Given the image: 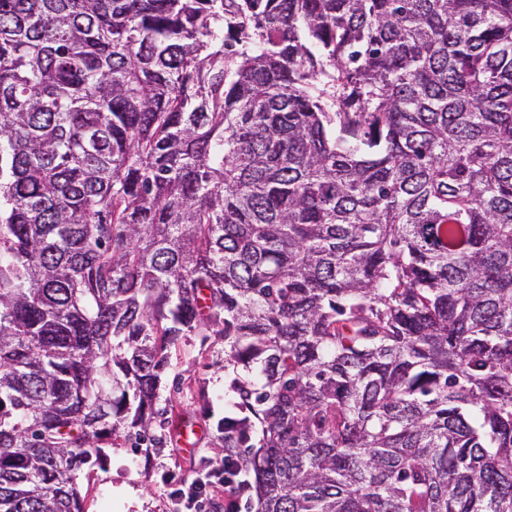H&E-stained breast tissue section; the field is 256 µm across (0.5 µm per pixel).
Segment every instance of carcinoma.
<instances>
[{"instance_id":"cac0c4a2","label":"carcinoma","mask_w":512,"mask_h":512,"mask_svg":"<svg viewBox=\"0 0 512 512\" xmlns=\"http://www.w3.org/2000/svg\"><path fill=\"white\" fill-rule=\"evenodd\" d=\"M186 336L256 512H512V0H0V512Z\"/></svg>"}]
</instances>
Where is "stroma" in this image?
Listing matches in <instances>:
<instances>
[{
    "instance_id": "35a3bbf8",
    "label": "stroma",
    "mask_w": 512,
    "mask_h": 512,
    "mask_svg": "<svg viewBox=\"0 0 512 512\" xmlns=\"http://www.w3.org/2000/svg\"><path fill=\"white\" fill-rule=\"evenodd\" d=\"M233 376L224 366L221 337H184L157 401L154 442L117 441L106 448L102 465L83 468L77 482L84 512H169L173 481L190 480L205 460L218 456L216 424ZM183 425L198 433L190 452L181 445Z\"/></svg>"
}]
</instances>
